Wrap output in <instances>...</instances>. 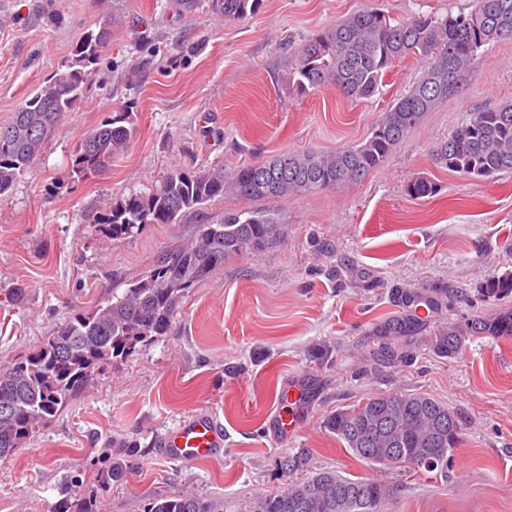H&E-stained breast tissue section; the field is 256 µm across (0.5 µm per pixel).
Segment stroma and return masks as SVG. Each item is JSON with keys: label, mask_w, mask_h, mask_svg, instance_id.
<instances>
[{"label": "stroma", "mask_w": 512, "mask_h": 512, "mask_svg": "<svg viewBox=\"0 0 512 512\" xmlns=\"http://www.w3.org/2000/svg\"><path fill=\"white\" fill-rule=\"evenodd\" d=\"M471 0H263L257 15L227 22L211 0L180 12L176 0H0V126L105 16L119 20L98 71L58 125L33 170L0 203V366L37 352L74 314L106 303L142 277L194 225L250 203L225 196L178 224H152L114 240L94 223L112 199L149 191L167 171L239 167L271 155L333 153L367 139L421 75L408 57L371 98L347 101L325 87L299 93L288 47L374 7L394 18L439 16ZM512 102V40L488 48L459 93L423 117L387 161L337 190L277 202L287 239L230 258L184 292L166 335L93 370L82 390L0 460V512H66L83 499L95 512H145L160 497L192 494L221 512H253L259 496L293 478L281 456L308 449L315 469L399 483L389 512H512V339L480 336L462 354H434L427 336L399 342L405 362L368 369L374 324L400 314L393 291L452 298L418 307L428 330L502 307L487 282L512 271V174L465 178L430 150L470 113ZM129 111L137 135L111 166L68 177L77 144L111 112ZM425 177L437 194L411 199ZM328 348V360L314 352ZM306 397L293 406L290 384ZM425 393L459 416L461 441L447 478L403 476L354 457L326 417L382 393ZM298 410L282 432L276 414ZM213 412L224 453L182 463L158 437L194 412ZM127 465L111 475L112 462Z\"/></svg>", "instance_id": "obj_1"}]
</instances>
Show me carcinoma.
<instances>
[{
    "label": "carcinoma",
    "instance_id": "cac0c4a2",
    "mask_svg": "<svg viewBox=\"0 0 512 512\" xmlns=\"http://www.w3.org/2000/svg\"><path fill=\"white\" fill-rule=\"evenodd\" d=\"M471 9L444 17L417 14L396 21L375 8L362 9L289 48V73L306 93L333 85L343 97L373 96L387 73L408 56L427 61L422 75L384 112L370 136L332 154L279 153L244 166L228 177L222 168L195 172L172 169L149 192L132 193L107 204L98 223L114 239L134 238L150 224H177L185 213L201 211L232 194L259 203L224 214L217 224H197L192 238L164 253L107 305L77 313L62 324L33 355L0 369V459L19 447L35 427L55 414L87 381L99 364L132 354L137 344L170 329L182 292L212 277L234 256L261 253L284 238L275 210L277 201L298 193L334 190L364 178L387 160L394 147L420 123L423 115L455 95L467 80L480 50L512 39V0H471ZM261 0H212V10L227 22L256 14ZM112 20L83 33L72 57L43 85L35 88L0 126V202L17 179L43 154L54 128L72 111L97 72L111 38ZM129 112H114L89 131L71 156L69 176L82 179L112 165L133 140ZM434 161L470 179H493L512 172V103L470 114L448 139L431 150ZM426 178L408 183L406 192L420 199L437 192ZM512 293V272L481 288L487 298ZM443 296L424 297L402 291L398 303H422L434 310ZM413 314L388 317L373 327L382 340L384 358L401 360L397 340L421 333ZM478 336L512 337V309L473 316L441 326L430 339L435 354L452 358ZM447 404L425 393L379 394L353 409L330 414L325 428L346 443L354 457L417 474L424 448L435 449L437 474L448 477V462L461 432L448 438L442 418ZM285 474L307 477L257 501L256 512H385L394 487L381 480H354L336 470L309 469L300 450L280 460ZM147 512H219L218 505L191 494L159 498Z\"/></svg>",
    "mask_w": 512,
    "mask_h": 512
}]
</instances>
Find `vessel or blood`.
Wrapping results in <instances>:
<instances>
[{"label": "vessel or blood", "instance_id": "obj_1", "mask_svg": "<svg viewBox=\"0 0 512 512\" xmlns=\"http://www.w3.org/2000/svg\"><path fill=\"white\" fill-rule=\"evenodd\" d=\"M159 444L167 457L192 462L220 456L224 451V435L214 418L201 412L165 430L159 437Z\"/></svg>", "mask_w": 512, "mask_h": 512}]
</instances>
